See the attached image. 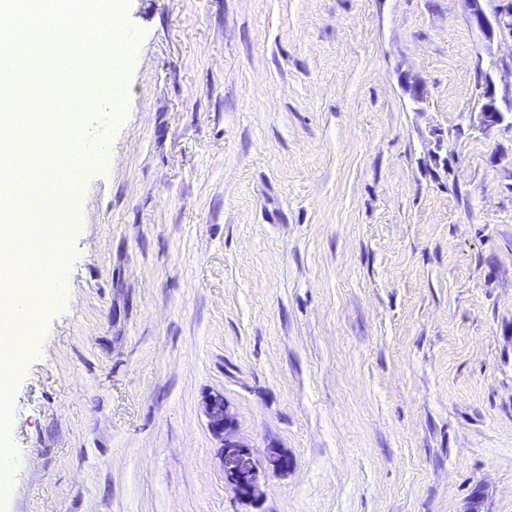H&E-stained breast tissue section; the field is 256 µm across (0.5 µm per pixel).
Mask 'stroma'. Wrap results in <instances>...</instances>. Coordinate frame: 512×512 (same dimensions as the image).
I'll return each mask as SVG.
<instances>
[{"instance_id":"stroma-1","label":"stroma","mask_w":512,"mask_h":512,"mask_svg":"<svg viewBox=\"0 0 512 512\" xmlns=\"http://www.w3.org/2000/svg\"><path fill=\"white\" fill-rule=\"evenodd\" d=\"M0 512H512V59L462 0H129ZM423 82L424 111L401 81ZM220 394L257 460L225 484ZM483 92L479 105V114L483 126L490 127L502 123L506 118V112H511L512 101L509 100L503 109L496 96L495 81L491 73H485L483 81ZM204 407L212 433L222 441L225 484L232 486L239 498L255 499L259 496L261 480L267 472L276 473L288 468L287 456L271 448L265 457L264 467L259 466L252 448L235 439L231 433L232 419L228 415L223 395L211 396Z\"/></svg>"}]
</instances>
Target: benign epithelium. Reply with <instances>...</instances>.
I'll return each instance as SVG.
<instances>
[{
    "label": "benign epithelium",
    "instance_id": "obj_1",
    "mask_svg": "<svg viewBox=\"0 0 512 512\" xmlns=\"http://www.w3.org/2000/svg\"><path fill=\"white\" fill-rule=\"evenodd\" d=\"M463 2L468 11L469 21L484 38L490 39L502 29L497 12L486 8L487 0H463ZM404 83L415 103H425L426 96L421 80L406 75ZM511 110L512 105L509 103L500 105L496 96L494 78L490 73L485 74L479 105L483 126L490 127L502 123L506 113ZM205 414L212 433L222 441L224 483L232 486L239 498L255 499L259 496L261 480L266 473H276L288 468V457L275 448L268 451L265 465L259 466L252 448L235 439L231 433L232 419L228 415L223 395L216 394L205 402Z\"/></svg>",
    "mask_w": 512,
    "mask_h": 512
}]
</instances>
